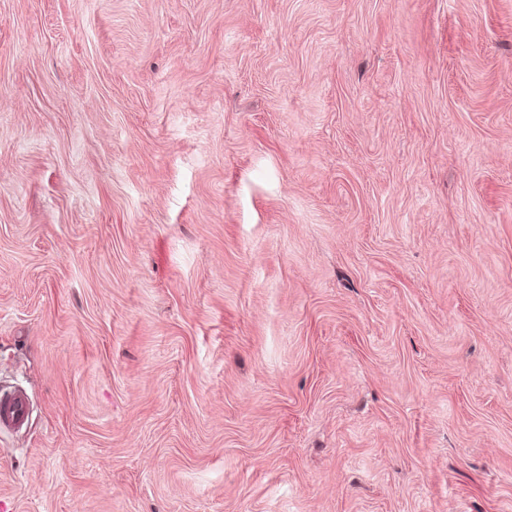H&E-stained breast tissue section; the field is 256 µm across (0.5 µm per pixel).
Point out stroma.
Instances as JSON below:
<instances>
[{
    "mask_svg": "<svg viewBox=\"0 0 512 512\" xmlns=\"http://www.w3.org/2000/svg\"><path fill=\"white\" fill-rule=\"evenodd\" d=\"M0 512H512V0H0ZM28 418V397L22 390L0 395V429H19Z\"/></svg>",
    "mask_w": 512,
    "mask_h": 512,
    "instance_id": "35a3bbf8",
    "label": "stroma"
}]
</instances>
